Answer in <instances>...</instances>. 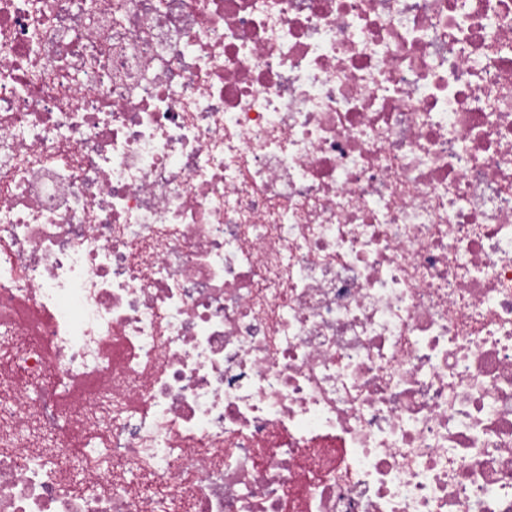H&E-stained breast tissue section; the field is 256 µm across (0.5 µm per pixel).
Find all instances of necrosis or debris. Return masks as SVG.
I'll list each match as a JSON object with an SVG mask.
<instances>
[{
    "mask_svg": "<svg viewBox=\"0 0 512 512\" xmlns=\"http://www.w3.org/2000/svg\"><path fill=\"white\" fill-rule=\"evenodd\" d=\"M0 356V512H512V0H0Z\"/></svg>",
    "mask_w": 512,
    "mask_h": 512,
    "instance_id": "necrosis-or-debris-1",
    "label": "necrosis or debris"
}]
</instances>
